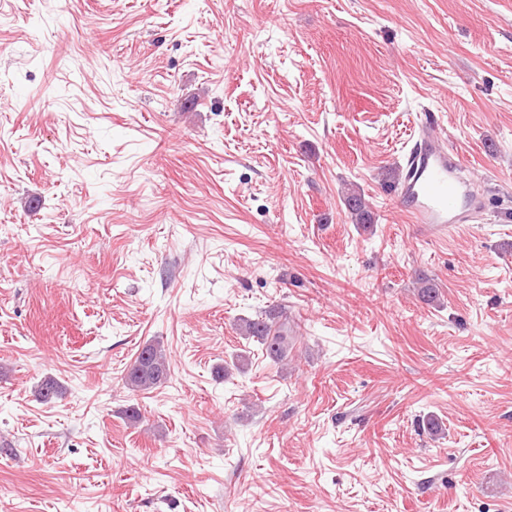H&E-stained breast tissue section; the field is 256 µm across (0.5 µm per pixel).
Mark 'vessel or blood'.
<instances>
[{"instance_id": "1", "label": "vessel or blood", "mask_w": 512, "mask_h": 512, "mask_svg": "<svg viewBox=\"0 0 512 512\" xmlns=\"http://www.w3.org/2000/svg\"><path fill=\"white\" fill-rule=\"evenodd\" d=\"M437 126V118L431 113L424 114L414 125L415 145L396 198L424 235L443 239L456 225L470 222L482 203L458 182L449 144Z\"/></svg>"}]
</instances>
